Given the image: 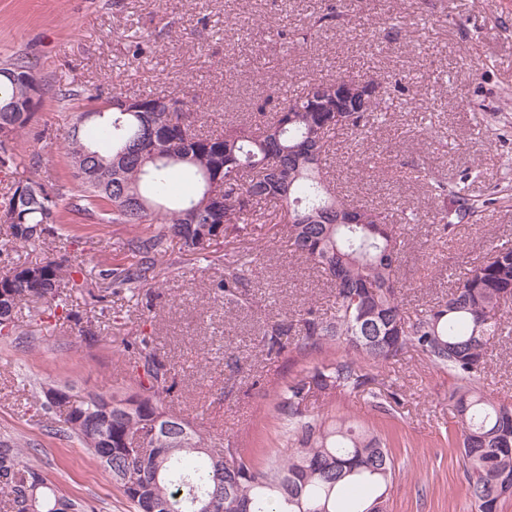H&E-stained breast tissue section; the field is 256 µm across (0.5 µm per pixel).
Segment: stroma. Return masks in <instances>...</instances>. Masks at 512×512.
Masks as SVG:
<instances>
[{"mask_svg": "<svg viewBox=\"0 0 512 512\" xmlns=\"http://www.w3.org/2000/svg\"><path fill=\"white\" fill-rule=\"evenodd\" d=\"M314 0H0V61L29 62L45 95L35 121L17 140L22 159L0 170V202L16 183L70 182L65 138L71 113L89 101L63 104L56 80L110 97L113 91L156 93L192 89L203 117L197 127L220 133L225 123L255 113L266 84L296 87L336 74L412 78L408 104L393 103L390 119L365 147L375 165H355V147L338 135L329 157L331 183L349 198L378 208L436 207L418 171L455 185L476 176L471 194L496 196L478 223L458 226L435 245L429 227L406 228L399 277L403 302L420 309L447 297L463 267L482 259L489 243L512 241V0H361L356 20L319 28L307 48L286 52L268 27L312 23ZM145 40L152 52L138 71L125 70V47ZM433 128L424 131L423 115ZM38 160L30 170L29 160ZM78 242L53 239L0 258L12 263L65 258L82 269L89 291L80 309L99 341L88 345L69 324L55 335L39 331L41 305H24L19 332L0 338V436L36 448L39 464L69 496L95 512H129L103 467L75 440L49 430L38 405L39 383L69 385L81 394L112 395L135 387L138 374L127 346L150 337L173 366L174 410L189 415L214 439L262 461L283 441L272 413L279 387L305 378L328 361L325 353L263 351L273 322L307 308H328L325 280L287 248L271 224L230 232L199 260L171 246L148 286L157 293L143 315L125 295L111 293L100 270L130 264L125 224L82 220ZM256 249L238 302L224 306L212 285L224 276V255ZM375 389L396 392L387 412L368 393L332 392L306 401L309 414L345 417L375 427L391 448L401 475L390 490L388 512H471L463 460L449 445L457 428L448 402L452 383L414 350L372 368ZM482 385L512 407V336L491 340Z\"/></svg>", "mask_w": 512, "mask_h": 512, "instance_id": "obj_1", "label": "stroma"}]
</instances>
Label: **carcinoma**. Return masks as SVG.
<instances>
[{
	"mask_svg": "<svg viewBox=\"0 0 512 512\" xmlns=\"http://www.w3.org/2000/svg\"><path fill=\"white\" fill-rule=\"evenodd\" d=\"M356 0H339L316 12L308 27L277 36L294 49L323 24L346 20ZM147 60L143 42L130 44L124 65L139 69ZM31 66L21 58L0 63V168L17 165L15 140L32 125L33 97H42ZM335 80L314 78L291 92L278 81L266 88L273 111H261L250 124L224 127L219 134L195 129L201 119L196 96L114 93L106 108L74 112L66 156L72 186L18 183L0 210L9 238L0 256L47 238L76 241L66 210L100 224H147L128 249L139 260L102 271L137 306L151 307L148 281L168 256L173 240L199 259L224 231L250 224H283L289 251L311 264L332 288L328 312L308 307L270 325L267 352L288 348L343 350L331 364L275 392L273 412L285 421V443L265 462L235 449L233 466L224 464V445L208 438L194 420L166 410L176 382L172 368L150 339L131 345L129 355L142 373L138 388L121 394L69 395L60 401L52 386L42 388L40 409L63 435L74 438L98 460L122 491L131 512H342L345 499L369 487L377 495L354 512H385L386 495L396 478L395 459L371 430L340 418L327 421L306 413L307 393L364 392L374 378L361 363L385 364L407 348L429 364L448 371L453 385L448 402L457 418L455 445L466 467L473 512H500L512 496V407L492 400L481 388L488 344L512 334V241L491 244L482 261L464 269L448 298L410 313L397 276L405 228L420 222L439 238L473 220L475 204L465 173L452 188L423 175L429 192L442 202L430 215L396 214L330 194L325 186L336 135L362 145L386 122L385 94L403 96L404 77L386 82L373 99L336 111ZM61 101L93 98L71 82L58 84ZM95 113L91 120L86 116ZM185 178L194 193L176 196L172 183ZM252 261L224 259V278L213 284L224 305L237 304L236 285L248 279ZM75 270L54 258L15 263L0 275V335L16 332L18 311L26 302L43 306L45 322L60 317L96 341L82 325L74 298L85 283ZM0 512H91L66 496L42 474L31 449L0 440Z\"/></svg>",
	"mask_w": 512,
	"mask_h": 512,
	"instance_id": "cac0c4a2",
	"label": "carcinoma"
}]
</instances>
